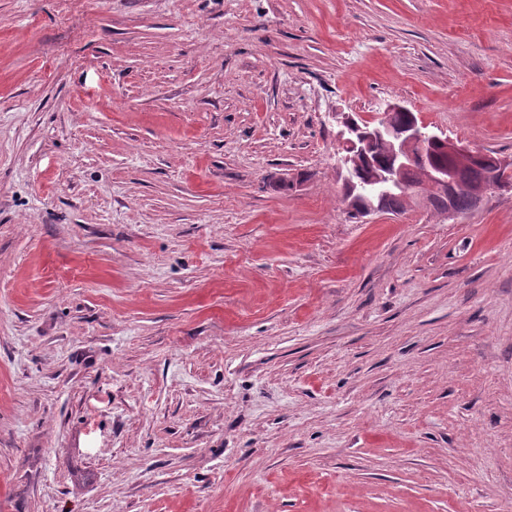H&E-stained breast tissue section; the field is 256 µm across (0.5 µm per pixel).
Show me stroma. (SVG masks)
Here are the masks:
<instances>
[{
    "mask_svg": "<svg viewBox=\"0 0 512 512\" xmlns=\"http://www.w3.org/2000/svg\"><path fill=\"white\" fill-rule=\"evenodd\" d=\"M392 102L512 160V0H0V512H512V191L349 217Z\"/></svg>",
    "mask_w": 512,
    "mask_h": 512,
    "instance_id": "1",
    "label": "stroma"
}]
</instances>
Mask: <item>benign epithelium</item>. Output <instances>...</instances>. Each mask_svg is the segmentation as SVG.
I'll return each mask as SVG.
<instances>
[{"label": "benign epithelium", "mask_w": 512, "mask_h": 512, "mask_svg": "<svg viewBox=\"0 0 512 512\" xmlns=\"http://www.w3.org/2000/svg\"><path fill=\"white\" fill-rule=\"evenodd\" d=\"M340 126L341 129L337 133L340 146L337 163L339 177L344 181L348 180L350 159L385 144L390 152L391 167L378 178L379 184L402 190L411 207L428 205L426 194L407 186V178L409 171L416 164H426L430 146L442 145L450 157L475 154V151L462 142L443 137L428 129L426 124L415 117L411 118V124L400 134L395 133L384 120L375 124L367 123L365 128L361 129L352 118L345 116L341 118ZM429 185L433 191L441 195L452 194L449 190L451 183L448 174L444 171L435 170L429 173Z\"/></svg>", "instance_id": "obj_1"}]
</instances>
